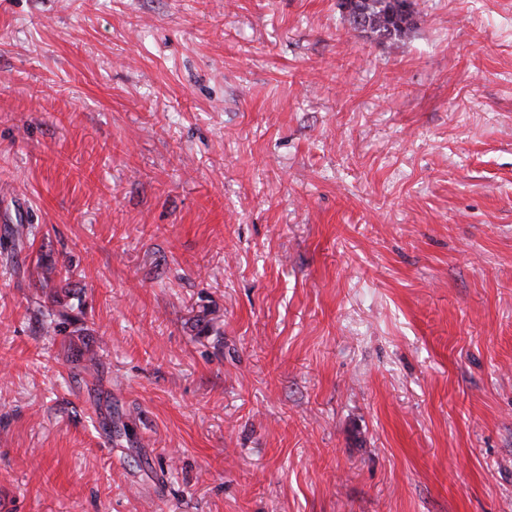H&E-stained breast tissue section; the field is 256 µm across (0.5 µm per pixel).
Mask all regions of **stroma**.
I'll return each mask as SVG.
<instances>
[{"label":"stroma","mask_w":512,"mask_h":512,"mask_svg":"<svg viewBox=\"0 0 512 512\" xmlns=\"http://www.w3.org/2000/svg\"><path fill=\"white\" fill-rule=\"evenodd\" d=\"M418 9L0 0V512H512V0ZM356 1L354 9L364 13L368 27L358 31L356 20L344 11L345 2ZM416 0H339L338 8L349 27L366 40L378 44H398L407 40L417 28L419 11Z\"/></svg>","instance_id":"1"}]
</instances>
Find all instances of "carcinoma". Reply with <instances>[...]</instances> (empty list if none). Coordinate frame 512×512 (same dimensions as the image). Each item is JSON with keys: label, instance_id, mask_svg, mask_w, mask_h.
I'll list each match as a JSON object with an SVG mask.
<instances>
[{"label": "carcinoma", "instance_id": "carcinoma-1", "mask_svg": "<svg viewBox=\"0 0 512 512\" xmlns=\"http://www.w3.org/2000/svg\"><path fill=\"white\" fill-rule=\"evenodd\" d=\"M417 0H356L354 8L364 13L368 27L360 36L378 44H398L417 28Z\"/></svg>", "mask_w": 512, "mask_h": 512}]
</instances>
